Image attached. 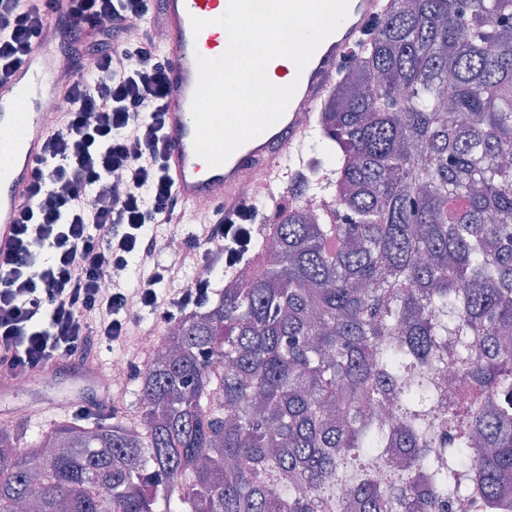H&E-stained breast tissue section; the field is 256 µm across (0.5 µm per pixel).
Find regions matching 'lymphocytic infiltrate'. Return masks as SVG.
<instances>
[{"label": "lymphocytic infiltrate", "instance_id": "f902f5d3", "mask_svg": "<svg viewBox=\"0 0 512 512\" xmlns=\"http://www.w3.org/2000/svg\"><path fill=\"white\" fill-rule=\"evenodd\" d=\"M151 2L66 0L53 21L41 0H0V83L53 33L69 62L56 129L18 214L15 244L0 258V367L17 378L55 360L95 361L115 342L134 347L139 310L169 322L201 306L211 272L233 264L251 236L254 206L233 204L229 218L211 213L178 243L179 265L200 266L201 275L159 297L172 269L154 265L148 230L178 226L163 165L169 83L155 52L162 21ZM132 256L148 269L135 293L103 289Z\"/></svg>", "mask_w": 512, "mask_h": 512}]
</instances>
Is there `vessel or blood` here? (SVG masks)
I'll use <instances>...</instances> for the list:
<instances>
[{
    "label": "vessel or blood",
    "mask_w": 512,
    "mask_h": 512,
    "mask_svg": "<svg viewBox=\"0 0 512 512\" xmlns=\"http://www.w3.org/2000/svg\"><path fill=\"white\" fill-rule=\"evenodd\" d=\"M229 0H160L166 38L157 53L167 64L170 94L165 101V131L169 142L165 160L173 185L179 223H195L198 201L211 206L237 201L245 175L254 176L269 202L283 193V156H294L299 172H315L316 159L308 150V140L317 126V105L327 98L340 69L354 58L363 43L373 37L384 16L388 0H349L344 23L317 48L304 70L288 67L278 74L277 85L296 84L297 90L282 117L260 135L238 147L219 166L211 167L194 150L195 124L191 102L197 84L196 58L220 56L228 44L225 29L215 25ZM207 20L201 32H194L192 18ZM53 49L50 40L34 44L17 71L0 84V132H11L17 113H24L27 129L9 140L13 156L8 168H0V254L13 243L14 224L28 204L35 168L44 156V145L54 125L42 112L44 97L55 94L51 76ZM65 375L80 393L95 391L99 375L92 366L74 367L54 362L37 374L38 380L52 381Z\"/></svg>",
    "instance_id": "b4317fda"
}]
</instances>
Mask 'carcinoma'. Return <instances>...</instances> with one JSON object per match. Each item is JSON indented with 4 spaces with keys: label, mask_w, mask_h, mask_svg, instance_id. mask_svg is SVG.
<instances>
[{
    "label": "carcinoma",
    "mask_w": 512,
    "mask_h": 512,
    "mask_svg": "<svg viewBox=\"0 0 512 512\" xmlns=\"http://www.w3.org/2000/svg\"><path fill=\"white\" fill-rule=\"evenodd\" d=\"M360 59L332 208L177 319L137 424L0 429V512H512V0H391Z\"/></svg>",
    "instance_id": "obj_1"
}]
</instances>
